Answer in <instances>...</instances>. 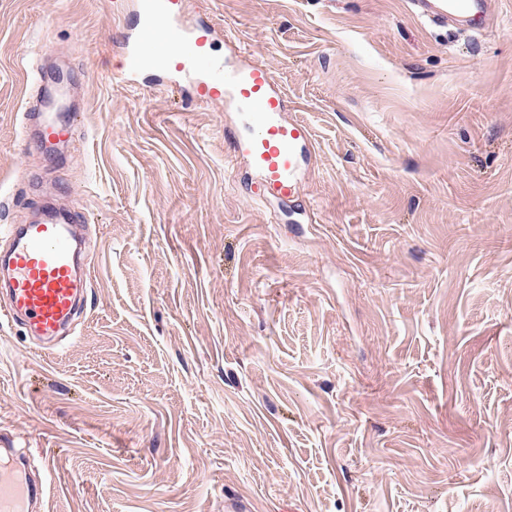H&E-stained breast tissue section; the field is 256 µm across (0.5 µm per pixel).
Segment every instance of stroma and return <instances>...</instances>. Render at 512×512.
Wrapping results in <instances>:
<instances>
[{
    "label": "stroma",
    "instance_id": "35a3bbf8",
    "mask_svg": "<svg viewBox=\"0 0 512 512\" xmlns=\"http://www.w3.org/2000/svg\"><path fill=\"white\" fill-rule=\"evenodd\" d=\"M410 2L187 0L312 130L289 210L226 149L243 113L113 79L132 10L0 0V225L88 220L71 336L0 317L47 512H512V0L479 34ZM35 68L79 116L54 157ZM24 116L23 134L27 135L31 123L38 120V137L45 145H57L71 135V126L60 123L50 116L34 112H27Z\"/></svg>",
    "mask_w": 512,
    "mask_h": 512
}]
</instances>
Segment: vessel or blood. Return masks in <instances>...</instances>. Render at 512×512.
I'll return each instance as SVG.
<instances>
[{
	"instance_id": "vessel-or-blood-1",
	"label": "vessel or blood",
	"mask_w": 512,
	"mask_h": 512,
	"mask_svg": "<svg viewBox=\"0 0 512 512\" xmlns=\"http://www.w3.org/2000/svg\"><path fill=\"white\" fill-rule=\"evenodd\" d=\"M425 17L468 31L485 29L492 20L493 0H413ZM185 0H136V26L121 41L123 64L119 76L127 83L152 74L158 84L191 78L200 101L234 104L251 116L249 135H233L228 149L246 156L259 172L252 193L262 202H293L298 174L311 155L308 127L283 117L288 97L270 69L261 64L237 65L214 57V29L207 23L184 25ZM37 122L40 142L58 144L71 134L69 125L54 118L26 113ZM83 217L79 212L45 206L32 224L0 226L11 235L6 257L8 303L0 316L24 318L37 336L54 338L79 314L90 281L78 273L74 244ZM45 483L32 481L20 462L0 464V512H41Z\"/></svg>"
}]
</instances>
